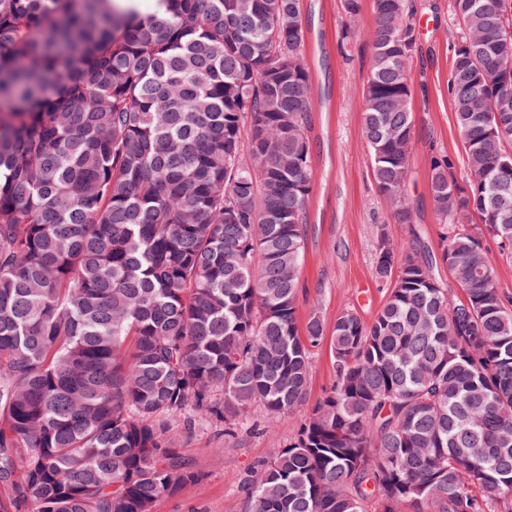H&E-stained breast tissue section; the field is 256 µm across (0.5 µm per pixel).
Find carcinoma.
I'll return each mask as SVG.
<instances>
[{
    "mask_svg": "<svg viewBox=\"0 0 512 512\" xmlns=\"http://www.w3.org/2000/svg\"><path fill=\"white\" fill-rule=\"evenodd\" d=\"M0 0V512H153L196 475L169 421L253 430L306 400L297 325L312 193L302 0ZM362 136L399 224L412 0H372ZM466 156L431 160L433 261L382 240L337 383L254 466L250 512H512V0H452ZM486 248L496 269V284L502 295L512 300V257L501 256L495 242L487 238Z\"/></svg>",
    "mask_w": 512,
    "mask_h": 512,
    "instance_id": "obj_1",
    "label": "carcinoma"
}]
</instances>
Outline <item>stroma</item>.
I'll list each match as a JSON object with an SVG mask.
<instances>
[{
    "label": "stroma",
    "instance_id": "1",
    "mask_svg": "<svg viewBox=\"0 0 512 512\" xmlns=\"http://www.w3.org/2000/svg\"><path fill=\"white\" fill-rule=\"evenodd\" d=\"M412 2L420 24L410 66L414 137L404 194L414 221L398 224L390 204L377 192L361 134L369 58L364 34L373 22L372 2L362 0L353 22L343 0H303L304 56L314 82L309 129L313 192L299 276V325L314 315L325 331H332L346 309L364 322L372 321L389 293L388 283L374 271L382 239L395 244L417 239L432 256L442 253L446 228L429 193L431 158L438 153L451 156L457 177L466 174L448 95L453 15L451 0ZM310 363L306 401L292 415L263 423L258 433L230 438L223 428L206 422L188 432L182 422H175L181 460L198 478L160 498L154 512H247L241 484L248 470L286 447L337 381L328 344L311 348Z\"/></svg>",
    "mask_w": 512,
    "mask_h": 512
}]
</instances>
